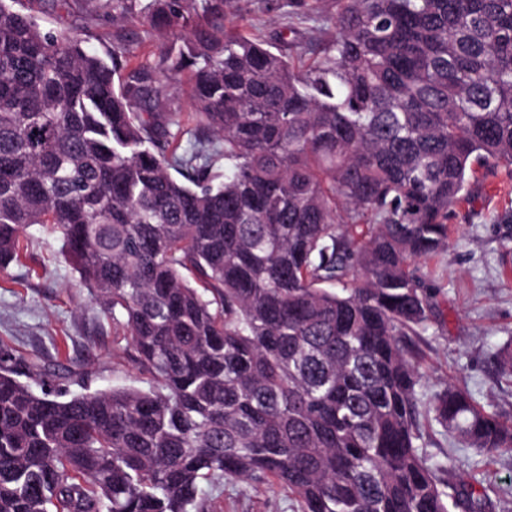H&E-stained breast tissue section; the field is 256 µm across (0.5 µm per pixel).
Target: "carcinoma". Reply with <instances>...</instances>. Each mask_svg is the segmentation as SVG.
<instances>
[{"label": "carcinoma", "mask_w": 512, "mask_h": 512, "mask_svg": "<svg viewBox=\"0 0 512 512\" xmlns=\"http://www.w3.org/2000/svg\"><path fill=\"white\" fill-rule=\"evenodd\" d=\"M15 2L0 269L51 225L150 386L37 394L19 376L50 367L0 350V512H209L226 479L299 512H489L423 427L512 452V417L451 383L421 396L406 339L476 167L512 177V0H336L310 60L253 37L247 0H80L182 42L156 63ZM162 76L187 77L188 131ZM495 360L512 378V345Z\"/></svg>", "instance_id": "cac0c4a2"}]
</instances>
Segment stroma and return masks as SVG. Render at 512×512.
<instances>
[{"mask_svg": "<svg viewBox=\"0 0 512 512\" xmlns=\"http://www.w3.org/2000/svg\"><path fill=\"white\" fill-rule=\"evenodd\" d=\"M42 30L73 29L88 49L111 43L110 16L80 18L77 9L51 0H19ZM247 25L264 39L286 31V53L309 58L332 31L336 0H324L325 18H304L290 0H251ZM447 250L423 264L431 287L432 319L411 348L424 374L423 395L450 382L470 391L486 408L512 416V381L499 377L494 355L512 343V179L479 170L468 198L449 219ZM19 262L0 270V344L28 361L65 368L60 388L148 386L132 361L123 325L103 315L82 288L50 225L28 227ZM426 453L447 460L450 480L492 484L495 512H512V453L482 454L457 447L441 426H425ZM292 497L277 487L225 481L211 493V512H293Z\"/></svg>", "mask_w": 512, "mask_h": 512, "instance_id": "1", "label": "stroma"}]
</instances>
